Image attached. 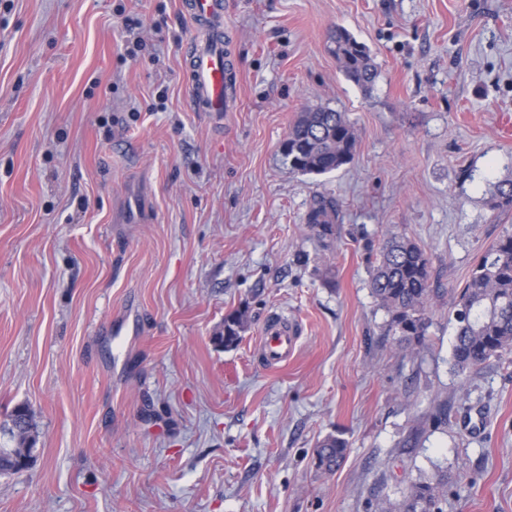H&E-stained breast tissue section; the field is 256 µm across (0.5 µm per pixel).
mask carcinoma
<instances>
[{
	"instance_id": "carcinoma-1",
	"label": "carcinoma",
	"mask_w": 512,
	"mask_h": 512,
	"mask_svg": "<svg viewBox=\"0 0 512 512\" xmlns=\"http://www.w3.org/2000/svg\"><path fill=\"white\" fill-rule=\"evenodd\" d=\"M329 51L349 81L371 90L378 75L369 49L346 29L338 27L329 37ZM357 136L345 113L320 108L301 113L288 133L287 156L302 174L321 175L350 163ZM490 206L512 211V176L492 185ZM308 222L320 234H332L328 204L319 200ZM372 294L389 320L384 335L404 351L425 340L429 319V260L421 247L405 235L394 234L383 243L371 274ZM453 346L454 366L469 372L492 358H512V233L505 232L482 254L460 291ZM246 324L243 312L224 319V334L217 340L230 347L241 338ZM16 440L13 448H0V473L19 471L20 458L33 459L35 439L32 414L25 406L14 408L3 425ZM348 442L330 435L317 444L316 468L334 471L345 459ZM448 496V477L435 474L412 482L396 503L386 502L380 512H442Z\"/></svg>"
}]
</instances>
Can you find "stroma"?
I'll use <instances>...</instances> for the list:
<instances>
[{
    "label": "stroma",
    "instance_id": "obj_1",
    "mask_svg": "<svg viewBox=\"0 0 512 512\" xmlns=\"http://www.w3.org/2000/svg\"><path fill=\"white\" fill-rule=\"evenodd\" d=\"M185 2L0 0V423L24 404L36 435L0 512H378L436 473L443 512H512V364L451 361L455 297L512 229L486 195L512 171V0H224L220 124L189 107ZM339 26L371 94L327 49ZM318 107L355 157L304 175L283 145ZM401 233L430 262L407 355L370 290ZM274 318L299 340L268 369ZM329 435L349 447L324 473ZM329 51L349 81L369 92L378 75L369 49L342 27H336L329 37ZM246 324V316L244 312H236L224 319V335L217 337V340L224 344V347H230L236 344L241 338V332ZM297 344V331L288 321L268 322L259 336L257 350L269 369L285 366ZM316 468L323 472H333L345 459L348 442L339 436H327L316 446Z\"/></svg>",
    "mask_w": 512,
    "mask_h": 512
}]
</instances>
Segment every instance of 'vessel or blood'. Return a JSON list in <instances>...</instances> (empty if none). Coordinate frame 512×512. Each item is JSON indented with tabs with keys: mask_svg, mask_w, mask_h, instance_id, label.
Instances as JSON below:
<instances>
[{
	"mask_svg": "<svg viewBox=\"0 0 512 512\" xmlns=\"http://www.w3.org/2000/svg\"><path fill=\"white\" fill-rule=\"evenodd\" d=\"M187 10L194 27L217 29L224 24V0H190ZM187 75L192 109L208 113L215 120H223L225 113L234 107L236 86L220 39L194 42ZM296 344L295 326L280 320L264 326L257 350L263 364L276 369L287 364Z\"/></svg>",
	"mask_w": 512,
	"mask_h": 512,
	"instance_id": "1",
	"label": "vessel or blood"
}]
</instances>
